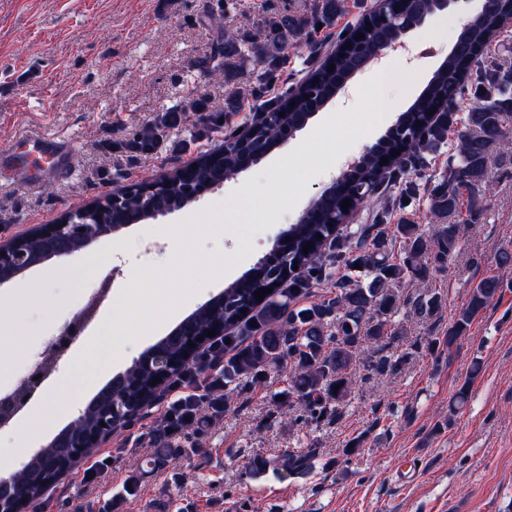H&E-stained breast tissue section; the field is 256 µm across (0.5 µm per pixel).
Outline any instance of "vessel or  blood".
I'll use <instances>...</instances> for the list:
<instances>
[{"label":"vessel or blood","mask_w":512,"mask_h":512,"mask_svg":"<svg viewBox=\"0 0 512 512\" xmlns=\"http://www.w3.org/2000/svg\"><path fill=\"white\" fill-rule=\"evenodd\" d=\"M18 144L16 151L0 155V175L7 172L19 174L26 187H35L49 175H65L74 166V148L55 138L46 135L23 137Z\"/></svg>","instance_id":"b4317fda"}]
</instances>
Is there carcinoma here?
<instances>
[{"instance_id":"cac0c4a2","label":"carcinoma","mask_w":512,"mask_h":512,"mask_svg":"<svg viewBox=\"0 0 512 512\" xmlns=\"http://www.w3.org/2000/svg\"><path fill=\"white\" fill-rule=\"evenodd\" d=\"M344 10V0H317L306 14H294L286 8L271 13L266 19L265 41L251 46V54L263 72L248 89L264 117L253 125L251 140L244 142L226 121L239 111V100L227 99L224 111L214 114L212 121L215 125L221 119L224 125V141L217 155H200L193 161L197 169L173 175L171 185L160 194L166 210H179L192 203L190 187L217 186L246 169L274 145L276 129H293L307 121L312 112L310 102H328L336 93V84L353 74L362 55L400 36L404 26L422 21V14L408 12L398 24L387 26L364 13L360 29L365 38L352 41L337 33L338 55L326 57L302 81L268 96L272 84L288 69L293 43L303 35L335 28ZM508 12V0H497L483 19L463 30L460 38L471 41L469 52L448 56L432 81L429 96L417 100L401 115L399 125L387 132L364 164L345 177L335 192L316 199L306 217L283 232L285 256L276 275H271L269 262H258L245 278L225 287L184 320L180 335L165 336L155 344L169 353L176 363L174 368L166 372L144 360L113 376L112 384L85 407L75 434L60 433L31 456L11 488L21 507L41 512L46 491L74 469L81 455L94 451L92 440L102 431L100 422L106 417H112L113 426L129 429L144 408L175 389L183 390V394L169 403L162 423L146 432L152 447L148 464L154 469L195 449L197 435L227 411V389L242 391L260 384L273 367L288 363L292 369L287 387L278 392L282 399L276 401L277 407L297 404L305 420L332 423L340 416L341 403L352 393L355 366L361 364L369 374L384 376L397 372L416 354L413 347L398 355L389 352L390 339L398 332L388 326L403 307L423 319L442 308L443 298L438 293L414 299L403 290L410 282L444 269L457 246L460 225L474 224L480 217L485 178L489 167L498 161L496 150L503 129L512 121V72L501 70L485 55L486 48L500 36V18ZM349 41L352 45L348 48ZM214 53L231 66L245 55V42L234 33L225 34ZM332 64L335 70L331 72L328 67ZM474 81L485 85V94L470 99L466 97L467 87ZM462 106L468 112V127L455 153L448 156V166L439 176L424 177L425 153L444 143L453 114ZM433 107L440 110L439 115H428ZM184 114L185 110L177 107L165 110L152 123L135 130L125 148L135 158L154 153L162 129L182 121ZM394 151L399 155L391 156ZM383 157L388 158L385 164L381 163ZM421 178L425 179L422 185L418 183ZM354 184H366L375 191L396 184L402 198H411L425 187L432 233L426 234L420 225L403 219L394 225L392 234L381 230L375 233L372 226L386 219V213H378L374 225L356 230V251H345L351 234H342L336 219L343 215L344 200L361 204L362 198L351 193ZM153 198L149 194L142 202L117 208L107 201L100 202L85 213L84 223L120 225L152 219ZM318 233L322 238H316ZM397 240L402 243L398 254L394 253ZM309 244L312 249L303 253V247ZM337 263L344 264L348 273L333 284L334 296L296 307V300L313 284L331 278L330 267ZM497 266L500 274L482 278L471 289L467 305L446 334L425 340L423 349L430 355L439 357L451 350L466 335L472 321L512 284L506 279L512 273L511 250L498 254ZM264 287L272 292L256 299L254 292ZM220 326L224 335H207V331ZM190 341L195 347L188 346ZM156 376L160 382L153 386ZM204 412L208 413L206 419ZM316 459L315 448L288 451L283 454L282 467L290 475H305L313 470ZM270 466L269 460L256 454L243 475L255 479Z\"/></svg>"}]
</instances>
